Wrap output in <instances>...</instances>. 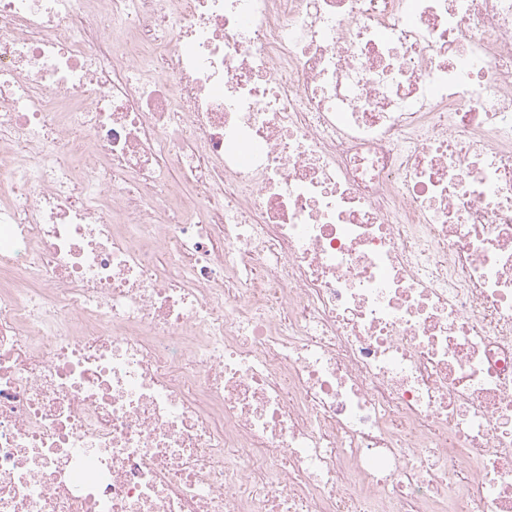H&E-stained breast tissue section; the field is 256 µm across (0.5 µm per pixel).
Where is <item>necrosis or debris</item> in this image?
Segmentation results:
<instances>
[{
  "label": "necrosis or debris",
  "mask_w": 512,
  "mask_h": 512,
  "mask_svg": "<svg viewBox=\"0 0 512 512\" xmlns=\"http://www.w3.org/2000/svg\"><path fill=\"white\" fill-rule=\"evenodd\" d=\"M0 512H512V0H0Z\"/></svg>",
  "instance_id": "obj_1"
}]
</instances>
